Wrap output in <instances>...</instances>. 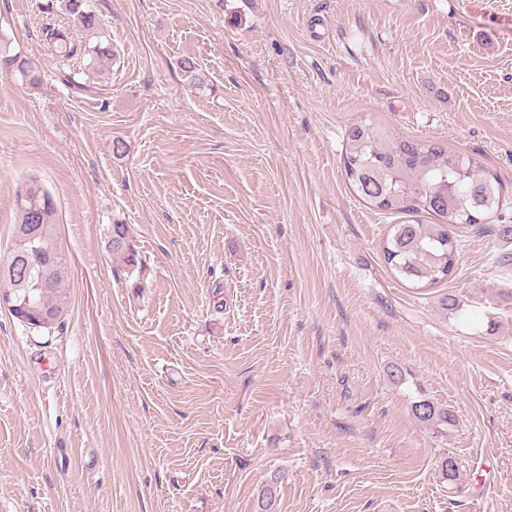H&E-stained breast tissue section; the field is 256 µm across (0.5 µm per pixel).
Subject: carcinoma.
Here are the masks:
<instances>
[{"instance_id":"carcinoma-1","label":"carcinoma","mask_w":512,"mask_h":512,"mask_svg":"<svg viewBox=\"0 0 512 512\" xmlns=\"http://www.w3.org/2000/svg\"><path fill=\"white\" fill-rule=\"evenodd\" d=\"M61 9L97 41L79 40L70 27L49 24L44 28V41L50 54L65 66L99 70L113 52L109 40L102 38L96 15L86 8V0H65ZM179 68L190 86L204 84L191 59L180 60ZM1 70L20 77L32 89L40 85L38 70L21 55L0 49ZM343 166L361 199L383 212L407 216L391 226L382 252L391 269L422 288H432L453 276L463 243L457 230L484 223L503 201L504 188L497 174L474 156L433 141L399 136L371 122L347 129ZM16 206L20 223L6 266L24 262L27 248L20 244L22 237L33 238L35 251L27 274L15 276L9 288L14 303L22 306V323L30 328H48L70 306L67 284L71 271L57 243L56 203L41 180L31 177L18 192ZM425 215L436 221L426 222ZM109 236L111 252L135 264L127 225L113 224ZM410 412L442 436L456 422L451 409L437 405L421 391L410 402ZM280 480L281 476L275 475L261 488L260 512H276Z\"/></svg>"}]
</instances>
